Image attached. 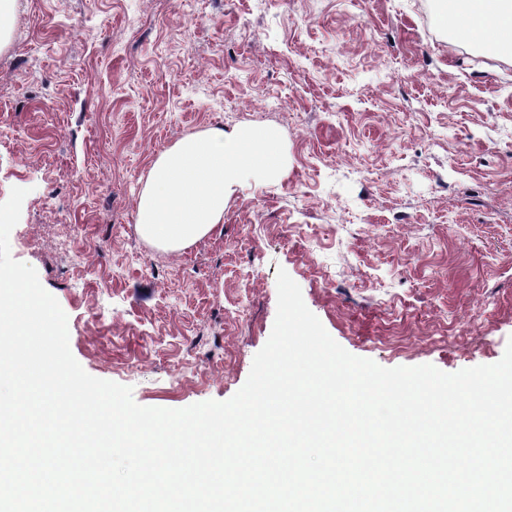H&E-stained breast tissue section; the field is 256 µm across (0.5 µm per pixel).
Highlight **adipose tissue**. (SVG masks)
I'll return each mask as SVG.
<instances>
[{
  "label": "adipose tissue",
  "mask_w": 512,
  "mask_h": 512,
  "mask_svg": "<svg viewBox=\"0 0 512 512\" xmlns=\"http://www.w3.org/2000/svg\"><path fill=\"white\" fill-rule=\"evenodd\" d=\"M433 22L465 38L512 48V0H448Z\"/></svg>",
  "instance_id": "ef3b65f1"
}]
</instances>
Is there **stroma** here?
I'll return each instance as SVG.
<instances>
[{
  "instance_id": "35a3bbf8",
  "label": "stroma",
  "mask_w": 512,
  "mask_h": 512,
  "mask_svg": "<svg viewBox=\"0 0 512 512\" xmlns=\"http://www.w3.org/2000/svg\"><path fill=\"white\" fill-rule=\"evenodd\" d=\"M437 7L17 0L0 202L27 189L11 254L59 302L88 374L147 407L228 400L271 334L281 269L355 356L447 373L502 358L512 51L435 27ZM216 127L276 129L283 170L238 182L191 246L149 242L154 161Z\"/></svg>"
}]
</instances>
